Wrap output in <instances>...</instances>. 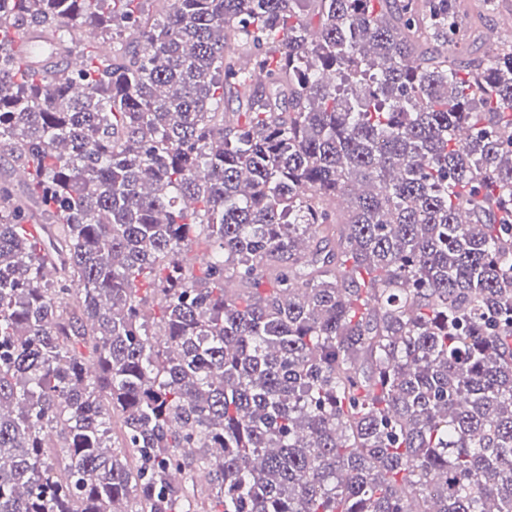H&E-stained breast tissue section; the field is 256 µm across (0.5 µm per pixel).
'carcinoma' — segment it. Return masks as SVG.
I'll return each mask as SVG.
<instances>
[{"label": "carcinoma", "instance_id": "cac0c4a2", "mask_svg": "<svg viewBox=\"0 0 512 512\" xmlns=\"http://www.w3.org/2000/svg\"><path fill=\"white\" fill-rule=\"evenodd\" d=\"M466 16L0 0V512H512V41Z\"/></svg>", "mask_w": 512, "mask_h": 512}]
</instances>
